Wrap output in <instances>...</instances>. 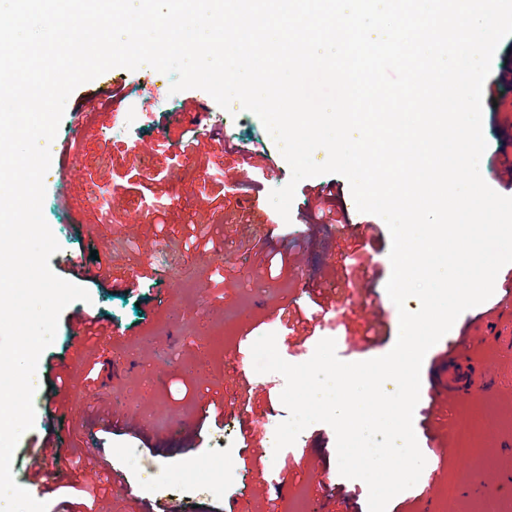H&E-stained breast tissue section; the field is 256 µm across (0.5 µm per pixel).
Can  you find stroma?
<instances>
[{"mask_svg": "<svg viewBox=\"0 0 512 512\" xmlns=\"http://www.w3.org/2000/svg\"><path fill=\"white\" fill-rule=\"evenodd\" d=\"M155 91H148V84ZM157 70L116 67L70 95L51 145L43 216L60 250L52 271L86 288L72 302L122 335L78 337L60 319L37 367L36 419L20 439L12 468L49 435L66 470L48 478L47 512H368L365 482L340 475L335 432L315 423L273 452L277 426L289 416L283 388L256 373L251 347L272 333L280 356H312L324 338L346 362L387 354L399 313L385 285L390 233L380 217L358 212L346 178L300 181L290 220L269 201L291 169L252 113L220 108L204 90L171 93ZM125 89L137 120L111 135L107 86ZM484 112L487 148L480 169L492 189L512 175V125ZM194 130L184 149L181 135ZM223 143L214 152L212 140ZM268 160H261V153ZM251 165L239 168V154ZM100 199L85 206L88 191ZM335 223H322L320 210ZM373 222L375 238L352 226ZM283 259L269 269L271 257ZM333 292L340 311L319 322L317 291ZM385 318L377 343L359 345L347 313L364 298ZM512 336V268L499 271L493 295L463 312L445 340L425 355L413 426L421 452L446 454L425 466L416 485L387 512H442L441 491L454 488L452 512H512V349L484 350L495 380L489 390L432 399L434 373L448 342ZM117 472L100 480L96 461ZM236 478L225 482L224 470ZM434 484L430 501H421Z\"/></svg>", "mask_w": 512, "mask_h": 512, "instance_id": "obj_1", "label": "stroma"}]
</instances>
